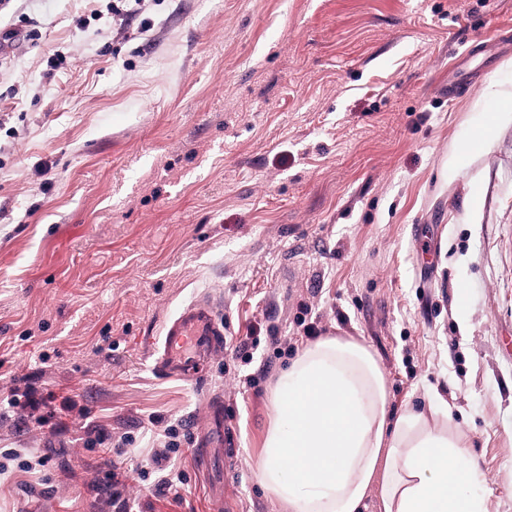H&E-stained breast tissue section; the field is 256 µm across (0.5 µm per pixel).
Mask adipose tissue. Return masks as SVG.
<instances>
[{"instance_id":"ef3b65f1","label":"adipose tissue","mask_w":512,"mask_h":512,"mask_svg":"<svg viewBox=\"0 0 512 512\" xmlns=\"http://www.w3.org/2000/svg\"><path fill=\"white\" fill-rule=\"evenodd\" d=\"M262 484L289 512H487L481 473L450 422L392 416L385 376L365 345L307 344L271 390Z\"/></svg>"}]
</instances>
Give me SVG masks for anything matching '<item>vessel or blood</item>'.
<instances>
[{
	"label": "vessel or blood",
	"mask_w": 512,
	"mask_h": 512,
	"mask_svg": "<svg viewBox=\"0 0 512 512\" xmlns=\"http://www.w3.org/2000/svg\"><path fill=\"white\" fill-rule=\"evenodd\" d=\"M159 375L178 379L200 378L214 353L224 347V321L210 298L197 299L173 316L163 327L161 340H148ZM209 429L196 450L203 466L214 458L234 456L237 441L224 418V403L208 401Z\"/></svg>",
	"instance_id": "obj_1"
}]
</instances>
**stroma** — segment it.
<instances>
[{"label":"stroma","mask_w":512,"mask_h":512,"mask_svg":"<svg viewBox=\"0 0 512 512\" xmlns=\"http://www.w3.org/2000/svg\"><path fill=\"white\" fill-rule=\"evenodd\" d=\"M120 2L0 4V398L49 410L0 407V512H216L215 394L230 512H288L258 464L307 323L371 349L392 414L447 401L512 512V122L462 150L512 90V0ZM203 294L223 352L160 378L147 339ZM153 419L185 501L138 475ZM209 429L203 440L196 448V453L202 465L212 476L216 490L224 497V473L216 474L211 462L214 458L232 457L237 452V441L230 425L224 418V402L212 397L208 399Z\"/></svg>","instance_id":"1"}]
</instances>
